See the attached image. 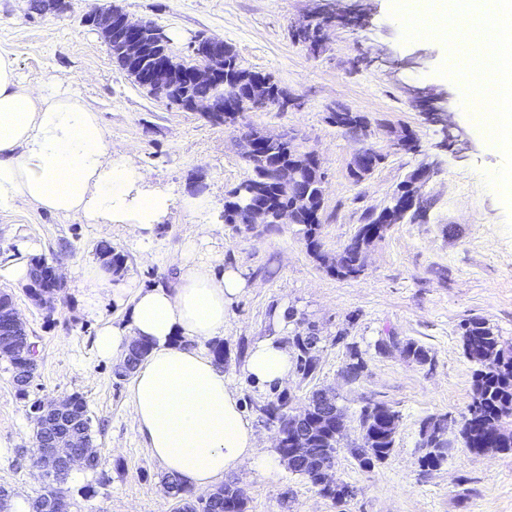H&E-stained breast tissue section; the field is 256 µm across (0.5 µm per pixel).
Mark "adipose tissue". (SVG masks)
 Masks as SVG:
<instances>
[{
    "label": "adipose tissue",
    "mask_w": 512,
    "mask_h": 512,
    "mask_svg": "<svg viewBox=\"0 0 512 512\" xmlns=\"http://www.w3.org/2000/svg\"><path fill=\"white\" fill-rule=\"evenodd\" d=\"M170 193L153 188L142 167L107 145L97 112L50 78L31 87L16 61L0 54V210L37 207L88 224H121L150 240L170 211ZM185 247L177 282L165 287L110 286L111 273L83 274L89 311L104 298L129 299L124 323L102 321L96 358L125 357L133 343L149 352L130 383L131 414L167 475L193 491L209 490L244 468L273 470L277 454H260L258 436L223 369L202 350L224 333L228 306L247 286L241 270L213 272ZM294 351L277 337L257 341L245 370L257 384L286 386Z\"/></svg>",
    "instance_id": "obj_1"
}]
</instances>
